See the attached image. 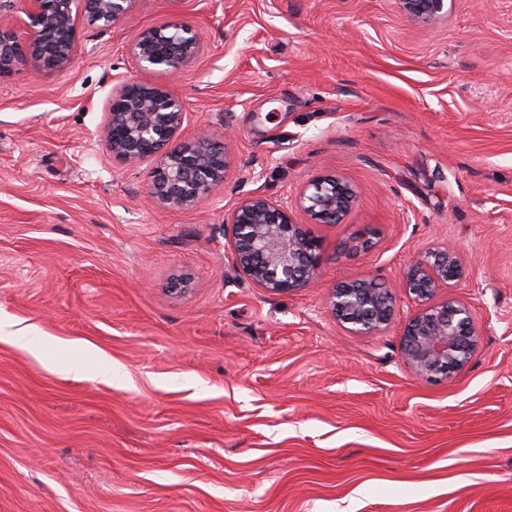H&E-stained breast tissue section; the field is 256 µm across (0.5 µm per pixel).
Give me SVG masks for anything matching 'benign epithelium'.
Listing matches in <instances>:
<instances>
[{"label":"benign epithelium","mask_w":512,"mask_h":512,"mask_svg":"<svg viewBox=\"0 0 512 512\" xmlns=\"http://www.w3.org/2000/svg\"><path fill=\"white\" fill-rule=\"evenodd\" d=\"M16 26L0 25V80L28 62L57 71L80 50L77 29L87 17L104 27L127 15L137 0H20ZM447 0H395L400 13L433 27L448 11ZM199 50L197 31L185 23L145 29L131 46L140 70L173 75ZM185 118L182 100L167 86L136 77L112 90L108 120L101 136L112 157L129 167L153 164L148 196L171 210L188 209L224 183L226 147L203 130L181 137ZM357 200L356 191L336 175L312 178L298 199L275 200L253 194L236 203L224 220L236 268L257 288L285 294L314 282L322 266V244L294 219V209L315 224H341ZM464 267L450 245L413 260L398 288L420 309L404 324L401 354L413 376L438 381L463 371L477 349L476 316L468 304L435 301L442 288L462 280ZM326 304L332 314L357 334L372 335L393 322L395 294L374 279L345 280L330 289Z\"/></svg>","instance_id":"1"}]
</instances>
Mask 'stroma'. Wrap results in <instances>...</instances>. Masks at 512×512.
<instances>
[{
	"mask_svg": "<svg viewBox=\"0 0 512 512\" xmlns=\"http://www.w3.org/2000/svg\"><path fill=\"white\" fill-rule=\"evenodd\" d=\"M168 22L198 54L140 74L131 45ZM77 36L63 70L0 81V321L41 331L37 358L0 341V512H512V0H448L430 28L394 0H137ZM138 75L182 99V137L226 143L191 209L153 203L150 165L101 137ZM322 174L357 202L340 224L296 212L320 279L265 293L225 219ZM445 243L465 277L438 297L475 310L478 346L424 382L400 350L416 303L366 336L326 297L396 287Z\"/></svg>",
	"mask_w": 512,
	"mask_h": 512,
	"instance_id": "35a3bbf8",
	"label": "stroma"
}]
</instances>
